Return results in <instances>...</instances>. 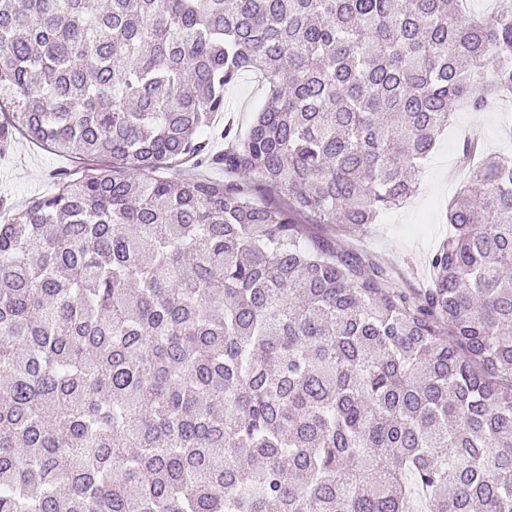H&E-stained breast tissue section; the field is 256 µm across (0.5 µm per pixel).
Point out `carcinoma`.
Here are the masks:
<instances>
[{
  "mask_svg": "<svg viewBox=\"0 0 512 512\" xmlns=\"http://www.w3.org/2000/svg\"><path fill=\"white\" fill-rule=\"evenodd\" d=\"M460 2L0 0V151L82 161L0 224V512H512V157L428 288L296 221L361 236L512 93V0ZM266 99L265 88L258 75L245 72L238 82L229 87L224 93L226 112L222 116L221 125L227 120L244 131L252 121L255 112H258Z\"/></svg>",
  "mask_w": 512,
  "mask_h": 512,
  "instance_id": "1",
  "label": "carcinoma"
}]
</instances>
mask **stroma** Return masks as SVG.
I'll use <instances>...</instances> for the list:
<instances>
[{
  "label": "stroma",
  "mask_w": 512,
  "mask_h": 512,
  "mask_svg": "<svg viewBox=\"0 0 512 512\" xmlns=\"http://www.w3.org/2000/svg\"><path fill=\"white\" fill-rule=\"evenodd\" d=\"M265 98L259 76L244 73L224 94L225 115L239 129H246ZM504 112L512 113L511 99L498 100L484 112H456L452 125L425 161L415 193L381 216L360 238L361 247L398 269L403 287H423L431 276L429 258L448 235V203L467 178L468 166L462 161L464 143L475 142L481 158L512 155V137L501 126ZM72 166L68 157L54 150L16 140L0 155V197L21 205L48 194L56 174Z\"/></svg>",
  "instance_id": "obj_1"
}]
</instances>
